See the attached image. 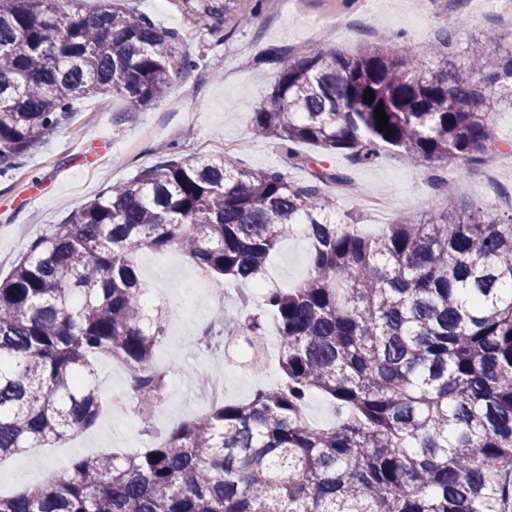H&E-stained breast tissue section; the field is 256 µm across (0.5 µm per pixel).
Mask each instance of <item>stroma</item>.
<instances>
[{"instance_id": "1", "label": "stroma", "mask_w": 512, "mask_h": 512, "mask_svg": "<svg viewBox=\"0 0 512 512\" xmlns=\"http://www.w3.org/2000/svg\"><path fill=\"white\" fill-rule=\"evenodd\" d=\"M125 7L152 18L178 36L177 48L203 57V64L175 81L167 99L132 109L118 98L82 101L65 126L0 178V275H5L28 243L63 223L105 187L127 181L158 160L170 144L178 154L229 155L245 167L279 168L289 181L305 184L308 169L285 165L274 142L254 139L252 117L264 103L278 70L258 64L263 51L285 45L302 52L314 45L350 52L371 44L419 55L439 30L457 27L461 43L479 40L498 27L512 42V0H123ZM500 165L494 177L485 167L458 176L449 165L455 196L494 216L512 214V108L494 114ZM324 167L345 177L354 194L328 185L338 213L353 214L369 233L402 214L420 215L441 205L430 189L428 168L389 154L369 166L349 162L345 152L320 154ZM344 183V184H345ZM310 243L302 235L283 240L265 271L274 285L299 286L309 273ZM135 260L151 286V298L169 312L164 342L154 363L173 365L175 384L167 402L142 435L136 420L101 413L95 427L68 447L51 445L17 455L20 463L61 470L73 458L153 447L174 427L205 412L195 398L201 376L228 377L225 400L244 401L260 386L280 382L279 346H270L268 373L250 372L238 344L228 343L222 360L184 345L198 325L210 320L214 304L201 294L217 280L184 255L141 252Z\"/></svg>"}]
</instances>
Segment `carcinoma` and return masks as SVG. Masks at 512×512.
Instances as JSON below:
<instances>
[{"instance_id":"obj_1","label":"carcinoma","mask_w":512,"mask_h":512,"mask_svg":"<svg viewBox=\"0 0 512 512\" xmlns=\"http://www.w3.org/2000/svg\"><path fill=\"white\" fill-rule=\"evenodd\" d=\"M0 0V176L58 132L77 102L110 94L133 109L164 98L203 58L118 0L93 13L70 0ZM491 28L457 49L446 30L413 56L267 48L281 68L253 115L284 162L297 146L372 164L396 151L424 165L442 208L368 235L320 187L231 156L167 152L31 241L0 278V459L91 429L101 412L94 363L137 374L146 412L163 395L133 255L180 249L223 281L262 275L271 251L311 241L297 288L263 287V308L220 322L258 353L270 320L282 384L221 402L143 452L84 456L54 481L4 497L0 512H504L512 493V218L450 202L445 168L484 163L493 109L512 106V49ZM373 101L364 102L367 91ZM388 116L377 130L375 110ZM314 392L336 421L300 410Z\"/></svg>"}]
</instances>
